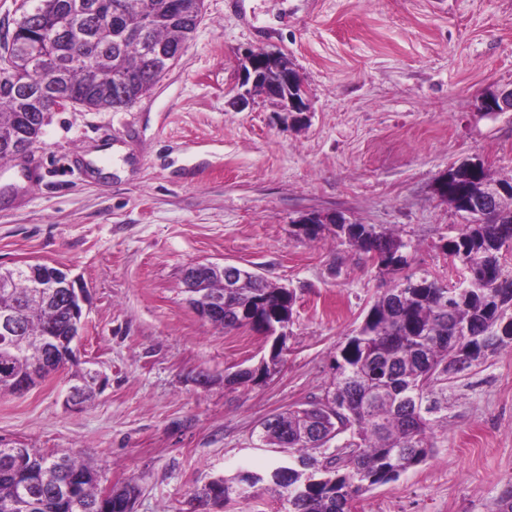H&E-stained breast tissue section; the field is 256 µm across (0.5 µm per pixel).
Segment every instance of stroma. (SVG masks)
I'll use <instances>...</instances> for the list:
<instances>
[{
    "mask_svg": "<svg viewBox=\"0 0 512 512\" xmlns=\"http://www.w3.org/2000/svg\"><path fill=\"white\" fill-rule=\"evenodd\" d=\"M181 58L132 107L51 113L25 158L0 161V266L46 261L86 288L75 372L0 395V441L90 454L102 487L133 484V512H188L196 488L260 472L263 417L322 395L339 344L400 280L306 213L392 230L409 269L455 285L442 250L462 224L439 193L450 165L512 178V112L477 108L512 86V0H205ZM288 56L306 89L295 113L257 94L245 52ZM230 262L293 289L277 373L229 386L272 341L201 318L186 267ZM423 463L353 512H497L512 489V347L455 375ZM278 55L264 53L257 54L247 52L240 63L241 83L240 87H246L243 92L237 94L233 101L234 107L242 110L250 105L254 88L262 80V75L267 72L268 67L278 64Z\"/></svg>",
    "mask_w": 512,
    "mask_h": 512,
    "instance_id": "stroma-1",
    "label": "stroma"
}]
</instances>
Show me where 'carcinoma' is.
<instances>
[{
	"mask_svg": "<svg viewBox=\"0 0 512 512\" xmlns=\"http://www.w3.org/2000/svg\"><path fill=\"white\" fill-rule=\"evenodd\" d=\"M40 22L58 30L44 50L59 83L69 92L71 106L88 111L131 107L149 91L185 50L203 13L204 0H82L94 11L112 13L111 26H98L89 17V35L70 39L65 20L77 0H30ZM154 47L148 54L139 38ZM10 56L8 77L0 79V145L20 141L39 143L43 127L55 111V96L44 93L38 102L23 95L31 85L32 59L27 52L0 46V58ZM100 82L84 89V64ZM496 210L500 223L467 219L445 244L447 254L479 272L474 280L450 288L436 278L405 275L395 288L378 296L362 324L346 338L336 355V378L303 408L272 414L260 423V446L285 452L265 473L241 472L209 482L211 492L191 494L203 510L210 503L243 498L258 486L275 492L285 512H352L353 501L371 488L397 479L424 462L435 448L437 395L448 375L484 362L511 345L501 336L512 322V278L504 276L500 253L512 246V181ZM336 235L369 255L377 266L402 272L409 267L410 244L373 224H337ZM295 294L268 280L247 276L224 302L226 330L241 327L230 321L243 310H254L267 321L288 308L293 316ZM18 314L22 333L0 335V391H13L14 377L28 385L65 370L68 359L56 358L50 368L40 362L38 336L54 315L32 295L30 282L16 269L0 268V309ZM283 349H274L258 367L225 376L228 385L265 379L282 362ZM74 485V497L63 499L55 488ZM99 474L89 459L69 452L41 453L0 443V512H100Z\"/></svg>",
	"mask_w": 512,
	"mask_h": 512,
	"instance_id": "carcinoma-1",
	"label": "carcinoma"
}]
</instances>
